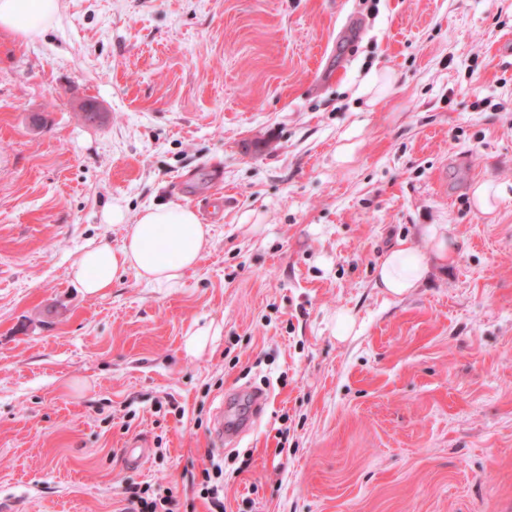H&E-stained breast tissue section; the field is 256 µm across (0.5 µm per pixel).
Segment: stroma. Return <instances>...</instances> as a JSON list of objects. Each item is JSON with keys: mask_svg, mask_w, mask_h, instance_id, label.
<instances>
[{"mask_svg": "<svg viewBox=\"0 0 512 512\" xmlns=\"http://www.w3.org/2000/svg\"><path fill=\"white\" fill-rule=\"evenodd\" d=\"M116 201L211 225L179 287L72 282ZM429 224L454 257L376 288ZM249 388L224 512H512V0H61L0 32V499L122 512L157 481L208 512L191 478ZM426 229L435 242V250H421L407 241H400L381 259L375 272V286L383 288L393 297H403L418 288L428 275L433 259L448 261L450 251L448 240L441 229L443 224H429Z\"/></svg>", "mask_w": 512, "mask_h": 512, "instance_id": "obj_1", "label": "stroma"}]
</instances>
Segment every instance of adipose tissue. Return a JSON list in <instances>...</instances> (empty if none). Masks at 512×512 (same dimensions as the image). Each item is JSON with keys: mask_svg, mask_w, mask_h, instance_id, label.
I'll return each mask as SVG.
<instances>
[{"mask_svg": "<svg viewBox=\"0 0 512 512\" xmlns=\"http://www.w3.org/2000/svg\"><path fill=\"white\" fill-rule=\"evenodd\" d=\"M59 12L60 0H0V31L32 38L51 26ZM105 220L122 225L121 245L85 248L71 266L73 281L91 297L108 292L127 272L151 288L178 287L211 241L209 225L201 223L193 208L178 204L146 207L130 219L116 203ZM427 233L435 243L434 250L399 242L378 264L376 287L394 297L405 296L427 276L432 261L448 260L450 251L440 225H430Z\"/></svg>", "mask_w": 512, "mask_h": 512, "instance_id": "obj_1", "label": "adipose tissue"}]
</instances>
